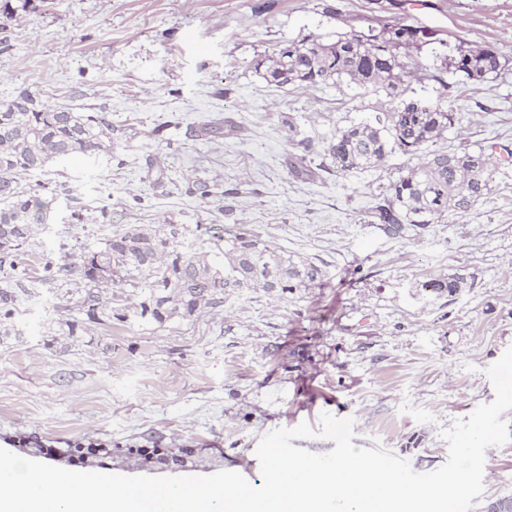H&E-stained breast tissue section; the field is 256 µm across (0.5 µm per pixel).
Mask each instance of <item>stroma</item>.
<instances>
[{
	"label": "stroma",
	"instance_id": "35a3bbf8",
	"mask_svg": "<svg viewBox=\"0 0 512 512\" xmlns=\"http://www.w3.org/2000/svg\"><path fill=\"white\" fill-rule=\"evenodd\" d=\"M385 22L512 60V0H46L7 22L0 103L28 88L52 108L106 113L126 136L25 182L56 202L26 247L16 312L0 322L1 448L127 476L235 471L258 486L260 438L318 427L325 412L354 419L355 447L418 472L446 462L443 431L493 401L486 370L512 347V174L470 210L388 237L371 212L406 157L299 177L282 120L322 151L391 100L346 83L278 88L253 66L288 42ZM405 85L455 115L436 149L512 153V70L446 90L420 74ZM223 120V135L204 133ZM128 224L177 225L179 249L209 254L247 230L323 277L285 298L245 289L162 325L89 319L79 279L45 283L44 265H80ZM451 274L465 280L458 293H424ZM503 497L512 441L487 451L472 512Z\"/></svg>",
	"mask_w": 512,
	"mask_h": 512
}]
</instances>
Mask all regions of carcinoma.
I'll use <instances>...</instances> for the list:
<instances>
[{"label":"carcinoma","mask_w":512,"mask_h":512,"mask_svg":"<svg viewBox=\"0 0 512 512\" xmlns=\"http://www.w3.org/2000/svg\"><path fill=\"white\" fill-rule=\"evenodd\" d=\"M34 0H0V16L14 18L35 8ZM427 33L412 25L386 23L378 28L351 30L335 37L308 36L281 47L255 69L270 85L318 86L344 81L366 91L383 90L399 99L373 123H359L336 131L326 152L342 173L377 167L396 151L411 165L399 172L373 209L379 224L393 232L425 230L450 211H467L491 190L499 167L489 163L486 149L431 150L429 146L454 125V114L442 101L405 100L403 77L414 71L439 80L435 61L465 80L498 77L509 63L490 47L456 48L452 55L432 51L433 60L421 63L409 50L423 44ZM124 132L112 127L103 112L74 108L52 109L27 88L0 104V267L15 268V259L40 226L47 223L55 198L31 192L22 179L38 175L50 164L76 156L91 157L112 151ZM104 246L84 254L80 267L44 266L46 277H67L79 271L90 284L80 298L89 317L112 310L102 286L144 276L138 289L134 317L163 324L192 317L205 307L224 306V292L242 288H270L279 297L309 288L321 269L299 256L274 247L247 231L231 234L224 248L209 256L183 253L174 239L176 228L136 224ZM459 276L431 279L422 288L453 295L463 287ZM15 295L0 287V318H12Z\"/></svg>","instance_id":"cac0c4a2"}]
</instances>
